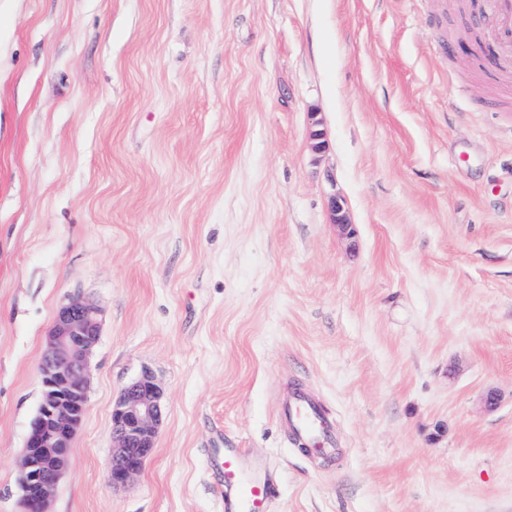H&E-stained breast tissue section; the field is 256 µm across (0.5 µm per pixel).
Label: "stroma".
<instances>
[{
  "instance_id": "1",
  "label": "stroma",
  "mask_w": 512,
  "mask_h": 512,
  "mask_svg": "<svg viewBox=\"0 0 512 512\" xmlns=\"http://www.w3.org/2000/svg\"><path fill=\"white\" fill-rule=\"evenodd\" d=\"M477 24L439 0H0V512L73 297L99 340L49 512H223L224 446L268 464L269 512H512V80L458 38ZM146 373L162 422L116 488L112 405ZM297 389L331 458L278 418Z\"/></svg>"
}]
</instances>
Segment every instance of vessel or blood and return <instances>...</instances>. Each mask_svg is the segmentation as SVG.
I'll return each mask as SVG.
<instances>
[{
	"mask_svg": "<svg viewBox=\"0 0 512 512\" xmlns=\"http://www.w3.org/2000/svg\"><path fill=\"white\" fill-rule=\"evenodd\" d=\"M483 14L491 43L500 62L512 61V0H485ZM278 414L289 421L309 448L332 453L329 426L319 405L306 395L295 394L281 403ZM213 468L224 484V512H266L273 497V482L266 465L243 449H224Z\"/></svg>",
	"mask_w": 512,
	"mask_h": 512,
	"instance_id": "b4317fda",
	"label": "vessel or blood"
}]
</instances>
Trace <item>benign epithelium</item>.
<instances>
[{"label":"benign epithelium","instance_id":"obj_1","mask_svg":"<svg viewBox=\"0 0 512 512\" xmlns=\"http://www.w3.org/2000/svg\"><path fill=\"white\" fill-rule=\"evenodd\" d=\"M330 211L333 223L353 237L344 200L331 197ZM98 339V311L93 305L72 298L61 307L39 363L41 401L22 453L21 512H48L69 468L73 439L89 404L87 360ZM161 420V391L144 374L112 405L115 446L107 473L112 486L127 484L141 471L155 448Z\"/></svg>","mask_w":512,"mask_h":512}]
</instances>
